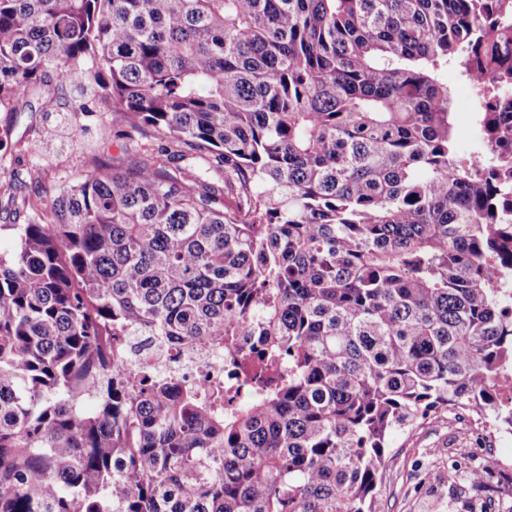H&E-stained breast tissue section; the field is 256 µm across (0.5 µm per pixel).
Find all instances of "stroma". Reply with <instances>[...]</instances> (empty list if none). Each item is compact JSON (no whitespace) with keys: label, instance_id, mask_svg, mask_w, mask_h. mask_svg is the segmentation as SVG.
I'll return each instance as SVG.
<instances>
[{"label":"stroma","instance_id":"stroma-1","mask_svg":"<svg viewBox=\"0 0 512 512\" xmlns=\"http://www.w3.org/2000/svg\"><path fill=\"white\" fill-rule=\"evenodd\" d=\"M454 92V113H467L465 121H454V135L461 151L473 150L479 143L477 113L471 112L475 93L455 73H448ZM94 124L92 156L71 152L59 146L56 166L35 172L27 143L38 120L31 112H0V128L11 126L13 152L0 156V195L10 178L34 184L43 199L71 182L88 163L97 159L120 168L145 157L150 144L145 134L125 137L117 113H92ZM457 460L470 467L492 466L498 481L491 490L497 512H512V437L478 428L471 413H440L430 416L412 430L394 433L389 439V460L383 471L382 492L385 512H466L463 499L448 492V462Z\"/></svg>","mask_w":512,"mask_h":512}]
</instances>
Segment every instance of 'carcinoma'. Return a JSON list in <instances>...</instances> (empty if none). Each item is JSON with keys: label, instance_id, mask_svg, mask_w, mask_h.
<instances>
[{"label": "carcinoma", "instance_id": "cac0c4a2", "mask_svg": "<svg viewBox=\"0 0 512 512\" xmlns=\"http://www.w3.org/2000/svg\"><path fill=\"white\" fill-rule=\"evenodd\" d=\"M511 43L512 0H0V110L75 145L66 78L156 145L0 199V512H381L393 431L512 433ZM133 336L226 380L130 370ZM445 79H448V85L454 92L453 126L458 147L462 152H470L479 144L478 113H476L477 111L469 113V118L462 122L459 120V116L462 114L461 112H469L470 101L472 98H476L475 93L467 83L458 79L452 70H448Z\"/></svg>", "mask_w": 512, "mask_h": 512}]
</instances>
